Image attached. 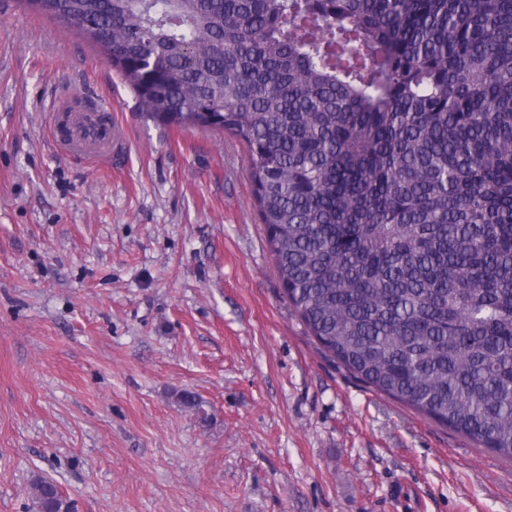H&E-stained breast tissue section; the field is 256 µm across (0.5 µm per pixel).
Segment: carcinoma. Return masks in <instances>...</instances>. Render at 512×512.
Segmentation results:
<instances>
[{
	"label": "carcinoma",
	"instance_id": "obj_1",
	"mask_svg": "<svg viewBox=\"0 0 512 512\" xmlns=\"http://www.w3.org/2000/svg\"><path fill=\"white\" fill-rule=\"evenodd\" d=\"M166 127L247 147L286 297L373 390L512 461V0H17ZM30 512H75L44 478Z\"/></svg>",
	"mask_w": 512,
	"mask_h": 512
}]
</instances>
